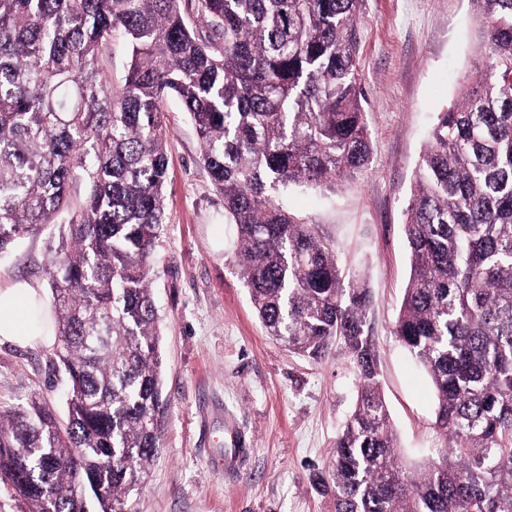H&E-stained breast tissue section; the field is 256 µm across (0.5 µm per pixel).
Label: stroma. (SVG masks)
<instances>
[{
	"label": "stroma",
	"instance_id": "1",
	"mask_svg": "<svg viewBox=\"0 0 512 512\" xmlns=\"http://www.w3.org/2000/svg\"><path fill=\"white\" fill-rule=\"evenodd\" d=\"M372 155L335 191L295 188L278 200L329 241L344 273L371 291L368 321L378 381L404 463L442 447L431 383L391 334L410 275L403 232L420 157L438 112L469 71L478 42L471 0H362L356 21ZM166 222L150 287L161 330L160 450L132 498L134 512H331L317 478L355 399L354 368L341 346L321 361L267 336L236 261L235 225L200 161L193 123L164 102ZM64 225L26 235L0 258V284L47 288V264ZM50 345L0 342V410L44 400L65 416L63 371ZM250 445L225 464L231 434Z\"/></svg>",
	"mask_w": 512,
	"mask_h": 512
}]
</instances>
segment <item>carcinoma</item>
<instances>
[{
    "label": "carcinoma",
    "mask_w": 512,
    "mask_h": 512,
    "mask_svg": "<svg viewBox=\"0 0 512 512\" xmlns=\"http://www.w3.org/2000/svg\"><path fill=\"white\" fill-rule=\"evenodd\" d=\"M477 59L438 113L405 211L411 273L393 336L427 372L446 445L410 470L377 382L365 284L271 192L333 191L369 162L360 0H0V252L65 224L47 274L68 422L0 411V480L28 512H131L160 447L163 100L175 99L238 228L268 336L342 345L356 402L333 444L332 512H512V0H472ZM122 42L120 88L99 68ZM87 194L75 198L71 188Z\"/></svg>",
    "instance_id": "carcinoma-1"
}]
</instances>
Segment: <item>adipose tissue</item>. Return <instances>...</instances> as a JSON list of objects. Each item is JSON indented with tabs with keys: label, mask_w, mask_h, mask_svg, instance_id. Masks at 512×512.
Segmentation results:
<instances>
[{
	"label": "adipose tissue",
	"mask_w": 512,
	"mask_h": 512,
	"mask_svg": "<svg viewBox=\"0 0 512 512\" xmlns=\"http://www.w3.org/2000/svg\"><path fill=\"white\" fill-rule=\"evenodd\" d=\"M41 299L39 287L30 282L0 286V340L20 345L48 340L49 332L39 331L29 321L31 307Z\"/></svg>",
	"instance_id": "obj_1"
}]
</instances>
